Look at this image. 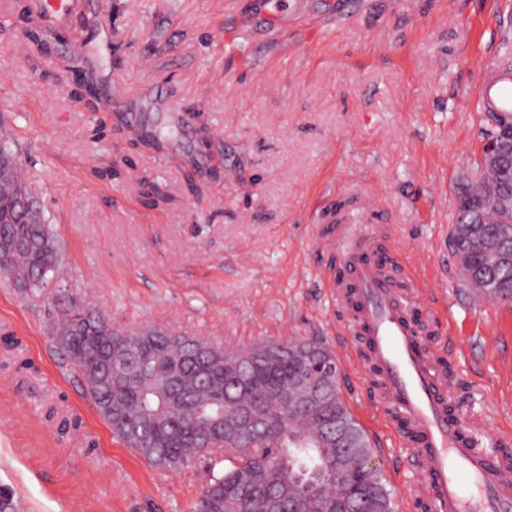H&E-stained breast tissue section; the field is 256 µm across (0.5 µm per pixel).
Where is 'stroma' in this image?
<instances>
[{
	"label": "stroma",
	"instance_id": "stroma-1",
	"mask_svg": "<svg viewBox=\"0 0 512 512\" xmlns=\"http://www.w3.org/2000/svg\"><path fill=\"white\" fill-rule=\"evenodd\" d=\"M511 55L512 0H83L47 56L0 32V141L62 245L43 289L0 275V507L191 512L223 459L168 472L127 448L46 328L89 297L124 330L336 350L344 316L312 245L332 207L397 225L382 252L424 260L457 400L484 441L512 436V304L471 300L449 248L484 143L475 107ZM353 184L382 212L347 202ZM341 392L393 512H416L396 492L417 472L392 421L366 416V379L345 371Z\"/></svg>",
	"mask_w": 512,
	"mask_h": 512
}]
</instances>
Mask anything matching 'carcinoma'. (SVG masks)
Masks as SVG:
<instances>
[{
    "label": "carcinoma",
    "mask_w": 512,
    "mask_h": 512,
    "mask_svg": "<svg viewBox=\"0 0 512 512\" xmlns=\"http://www.w3.org/2000/svg\"><path fill=\"white\" fill-rule=\"evenodd\" d=\"M12 11L30 42L48 52L31 0H12ZM492 119L485 138L512 134L511 119ZM17 171L15 154L0 143V274L25 290L57 270L60 246ZM496 194L512 195L511 172L459 185L450 247L460 259L461 287L512 302V211L490 208ZM49 336L112 434L155 468L224 457V472L210 477L193 512H265L266 489L300 512H337L345 504L393 512L372 444L341 396L336 358L322 343L281 340L273 359L270 341L229 354L156 326L116 330L85 303L56 316ZM231 404L258 416L253 430H224ZM336 418L344 427L340 443L327 427Z\"/></svg>",
    "instance_id": "carcinoma-1"
}]
</instances>
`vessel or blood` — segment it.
<instances>
[{
	"label": "vessel or blood",
	"instance_id": "1",
	"mask_svg": "<svg viewBox=\"0 0 512 512\" xmlns=\"http://www.w3.org/2000/svg\"><path fill=\"white\" fill-rule=\"evenodd\" d=\"M45 23L67 25L81 0H39ZM391 224L322 227L318 248L336 258L323 288L346 310L365 350L340 351L343 363L370 369L376 395L369 412L396 419L397 439L408 445L417 484L403 487L412 500L426 497L432 512H512V455L482 448L481 423L454 396L443 355L430 342L443 330L433 310L417 316L426 286L415 269L421 258L391 266L377 258L378 243L393 237Z\"/></svg>",
	"mask_w": 512,
	"mask_h": 512
}]
</instances>
